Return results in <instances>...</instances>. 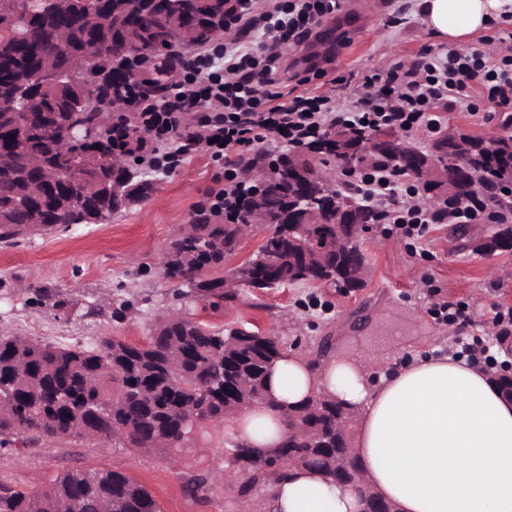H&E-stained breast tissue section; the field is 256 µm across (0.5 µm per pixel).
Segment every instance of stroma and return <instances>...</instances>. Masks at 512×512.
Masks as SVG:
<instances>
[{"label":"stroma","mask_w":512,"mask_h":512,"mask_svg":"<svg viewBox=\"0 0 512 512\" xmlns=\"http://www.w3.org/2000/svg\"><path fill=\"white\" fill-rule=\"evenodd\" d=\"M444 51L422 26L418 0H369L363 13L341 7L321 41L285 48L284 57L289 75L309 78L341 104L363 95L364 75ZM441 128L512 135V107L484 101L472 113L457 106L442 113ZM153 180L149 199L110 221L0 246V329L62 346H96L111 336L143 343L157 317L179 306L174 294L181 284L165 274L166 248L197 208L210 205V190L223 187L224 164L202 146L172 173L154 174ZM361 248L368 263L364 288L301 283L260 293L246 289L237 302L216 309L200 300L188 313L211 327L243 325L276 337L302 355L326 337L333 355H367L380 371L418 352H459L463 334L482 337L493 358L503 360L492 323L496 310L512 309V251L476 252L448 224L431 225L421 239L377 224ZM43 288L60 292L64 308L39 304ZM437 301L464 307L469 326L462 330L440 321L433 310ZM234 449L221 423L197 428L191 445L172 456L162 449H105L88 440L59 439L0 452V478L37 492L75 467L120 470L153 493L161 512H239L246 500L253 512H269V485L256 486L244 500L238 481H224ZM194 481L204 484L195 495L187 489Z\"/></svg>","instance_id":"stroma-1"}]
</instances>
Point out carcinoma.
I'll return each mask as SVG.
<instances>
[{"instance_id": "carcinoma-1", "label": "carcinoma", "mask_w": 512, "mask_h": 512, "mask_svg": "<svg viewBox=\"0 0 512 512\" xmlns=\"http://www.w3.org/2000/svg\"><path fill=\"white\" fill-rule=\"evenodd\" d=\"M236 0H0V244L13 246L32 224L45 231L73 224H100L154 190L134 172L122 174L120 194L103 187L112 181L115 162L135 154L146 130L113 106L156 103L167 97L184 53L210 45L222 35L224 15ZM83 63L70 79L45 83L40 62ZM409 156L386 150L368 152L357 164L381 167L398 180L421 188L429 151L408 138ZM489 144L472 135L441 136L432 147L468 161L484 188L512 181V137ZM305 157L327 168L336 154L308 146L293 153H256L249 164L268 171ZM293 186L262 193L261 206L272 214L295 203L285 200ZM336 195L357 207L363 224H380L383 214L366 203L354 183L342 182ZM240 244L234 220L191 224L170 242L165 269L186 282L187 295L233 303L240 289L265 290L288 284L332 282L338 288L365 286L367 261L355 245L336 251V225L291 224L288 237L272 231L258 252L233 273L237 288L224 278L203 279L204 270L224 266ZM512 250V225L501 224L491 242ZM283 347L242 328L211 330L181 313L157 320L151 336L135 345L120 336L96 348L57 347L24 336L0 333V396L9 403L0 413V449L32 448L62 432L75 440L97 441L112 432L107 447L175 451L189 439L193 418L221 423L238 407L267 397L272 366ZM291 432L268 456L250 453L241 492L277 480L294 464L314 459L326 471L336 458L349 457L338 477L353 481L361 469L350 442L357 411L332 397L315 396L289 410ZM79 498L104 502L108 512H160L156 499L124 472L72 469L58 474L47 490L30 493L0 480V512H59Z\"/></svg>"}]
</instances>
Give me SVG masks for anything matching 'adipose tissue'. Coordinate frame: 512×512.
I'll use <instances>...</instances> for the list:
<instances>
[{"label": "adipose tissue", "mask_w": 512, "mask_h": 512, "mask_svg": "<svg viewBox=\"0 0 512 512\" xmlns=\"http://www.w3.org/2000/svg\"><path fill=\"white\" fill-rule=\"evenodd\" d=\"M419 8L425 28L455 47L512 12V0H419ZM492 373L446 356L417 357L378 375L365 355L314 368L287 351L270 376L274 406H245L226 427L237 445L266 454L287 438L290 407L329 395L358 408L352 454L361 486L293 465L272 486L275 512H361L368 492L394 512H512V403Z\"/></svg>", "instance_id": "ef3b65f1"}]
</instances>
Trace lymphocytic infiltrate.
Returning a JSON list of instances; mask_svg holds the SVG:
<instances>
[{"label": "lymphocytic infiltrate", "instance_id": "obj_1", "mask_svg": "<svg viewBox=\"0 0 512 512\" xmlns=\"http://www.w3.org/2000/svg\"><path fill=\"white\" fill-rule=\"evenodd\" d=\"M340 0H239L227 26L237 31L228 45L193 53L184 77L168 101L152 105L147 120L156 141L149 167L173 169L206 144L212 159L223 161L225 186L209 214L230 218L246 185L237 170L247 151L267 134L281 133L286 146L317 142L325 128L390 126L411 135L441 128L439 106L465 105L477 111L481 100L512 104V57L493 60L475 50L431 56L419 67L393 64L387 76H365L367 93L358 102L336 105L318 90L283 92L280 85L285 46L298 47L316 37L320 22L334 14ZM361 196L407 237L424 235L433 224L512 223L506 193L466 198L434 211L418 203L414 188L372 169L357 180Z\"/></svg>", "mask_w": 512, "mask_h": 512}]
</instances>
